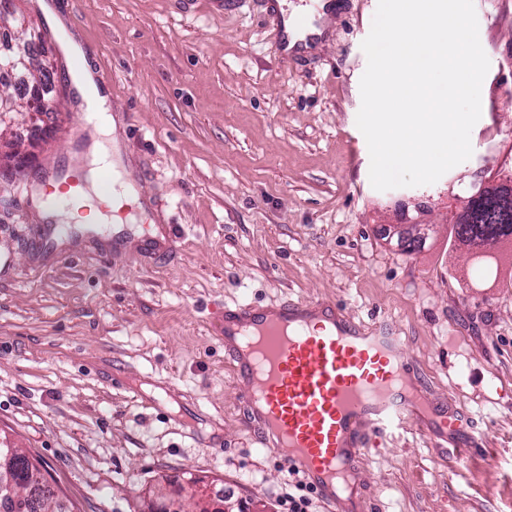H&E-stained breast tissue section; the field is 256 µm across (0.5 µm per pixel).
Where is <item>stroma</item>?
I'll return each instance as SVG.
<instances>
[{
	"label": "stroma",
	"mask_w": 512,
	"mask_h": 512,
	"mask_svg": "<svg viewBox=\"0 0 512 512\" xmlns=\"http://www.w3.org/2000/svg\"><path fill=\"white\" fill-rule=\"evenodd\" d=\"M335 3L284 60L264 0H20L51 29L37 55L67 109L17 118L14 138L42 150L0 177V448L40 462L73 512H143L158 490L190 512L175 485L192 474L233 487L243 512H280L284 467L244 425L219 318L308 298L397 325L426 396L468 417L464 457L415 431L366 457L364 512H512V261L475 288L448 240L453 197L512 160V0H474L490 68L471 158L387 191L356 126L378 0ZM83 62L107 76L138 189L118 235L60 224L25 187L87 168L70 76ZM422 219L437 233L406 254L391 227ZM158 224L172 234L152 251Z\"/></svg>",
	"instance_id": "1"
}]
</instances>
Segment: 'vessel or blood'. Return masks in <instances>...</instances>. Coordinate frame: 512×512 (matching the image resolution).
Here are the masks:
<instances>
[{
	"label": "vessel or blood",
	"instance_id": "obj_1",
	"mask_svg": "<svg viewBox=\"0 0 512 512\" xmlns=\"http://www.w3.org/2000/svg\"><path fill=\"white\" fill-rule=\"evenodd\" d=\"M224 353L247 426L329 512H359L360 464L391 428L429 430L444 448L465 419L426 397L404 337L364 328L325 299L225 307Z\"/></svg>",
	"mask_w": 512,
	"mask_h": 512
}]
</instances>
